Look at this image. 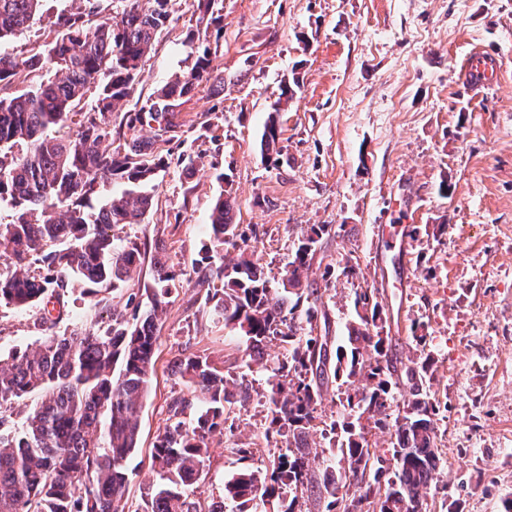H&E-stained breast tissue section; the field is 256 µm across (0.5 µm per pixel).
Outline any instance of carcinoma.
<instances>
[{
  "mask_svg": "<svg viewBox=\"0 0 512 512\" xmlns=\"http://www.w3.org/2000/svg\"><path fill=\"white\" fill-rule=\"evenodd\" d=\"M38 2L0 0V43L29 26ZM120 2L119 19L96 22L99 0H80L52 17L55 38L44 50L23 58L0 50V198L16 210L13 223L0 225V250L17 265L0 272V303L43 304L44 332L38 348L0 362V512H199L190 492L216 433L243 466L224 478V499L208 512H224L226 502L232 512H297L305 498L322 512H427L423 492L437 483L440 466L437 422L448 411L432 393L431 355L402 357L376 288L355 289L344 335H327L328 305L308 277L327 225L308 227L281 278L272 280L234 223L235 198L227 189L212 206L210 244L192 268L222 283L215 308L224 328L264 371L268 465L250 464L253 449L228 436L227 422L236 405L250 400V384L229 389L213 360L190 353L177 362L187 393L173 400L169 424L153 444L158 479L136 508H127L126 461L138 448V413L176 276L154 262L151 284L128 294L129 317L103 332L86 327L60 336L49 305L77 284L116 291L134 278L145 252L135 240L116 244L112 228L139 224L152 210L153 182L167 167L157 143L178 137L184 99L204 83L220 93L224 78L213 74L203 50L157 89L150 105L125 113L128 130L147 126L152 137L103 149L113 136L112 113L142 77L170 20V0ZM194 2L197 21L220 25L222 0ZM101 77L92 111L67 131L72 106ZM19 83L25 88L11 91ZM294 94L284 84L272 106L261 137L268 161L281 155L275 113ZM20 141L28 149L15 155ZM103 180H121L124 188L99 211H86L84 201ZM226 246L237 259L215 261ZM31 263L43 264L45 273L20 270ZM274 341L286 356L267 353ZM331 382L344 395L343 411L323 419L317 407ZM28 395L37 403L18 425L14 404ZM316 420L325 440L320 449L309 443ZM373 429L389 431L388 452L371 444Z\"/></svg>",
  "mask_w": 512,
  "mask_h": 512,
  "instance_id": "obj_1",
  "label": "carcinoma"
}]
</instances>
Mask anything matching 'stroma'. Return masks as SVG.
<instances>
[{
    "label": "stroma",
    "instance_id": "stroma-1",
    "mask_svg": "<svg viewBox=\"0 0 512 512\" xmlns=\"http://www.w3.org/2000/svg\"><path fill=\"white\" fill-rule=\"evenodd\" d=\"M70 0H41L30 29L1 44L29 55L51 41L48 20ZM171 19L148 55L125 109L149 104L156 89L209 47L224 92L196 90L181 107L183 133L171 157L191 154L194 170L170 167L155 181V206L143 223L117 226V242L138 238L147 261L130 281L151 278L161 257L179 280L160 326L157 373L139 412V449L127 460V495L140 501L156 478L151 448L186 387L171 370L184 352L209 356L228 380L247 377L251 399L235 409L240 446L257 447L267 422L263 376L224 328L192 261L209 242V212L233 180L234 221L257 226L250 246L280 276L308 226L327 224L310 274L346 258L357 278L337 277L320 292L332 331L349 316L352 289H379L392 335L424 326L448 403L439 423L441 486L430 512H504L512 498V0H223L221 30L196 35L193 0H172ZM493 74H465L474 52ZM299 79L278 115L282 156L263 159L261 136L285 78ZM418 226L417 240L388 235ZM120 293L89 286L61 297L57 333L106 329ZM42 336L38 309L0 307V356ZM201 507L220 501L239 466L210 439Z\"/></svg>",
    "mask_w": 512,
    "mask_h": 512
}]
</instances>
